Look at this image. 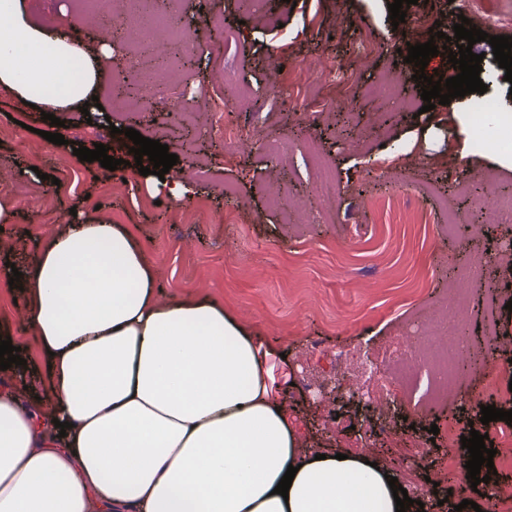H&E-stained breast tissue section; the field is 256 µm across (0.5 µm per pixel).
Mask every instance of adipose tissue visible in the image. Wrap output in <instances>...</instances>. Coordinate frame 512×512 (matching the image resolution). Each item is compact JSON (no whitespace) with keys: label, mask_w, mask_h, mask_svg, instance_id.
Masks as SVG:
<instances>
[{"label":"adipose tissue","mask_w":512,"mask_h":512,"mask_svg":"<svg viewBox=\"0 0 512 512\" xmlns=\"http://www.w3.org/2000/svg\"><path fill=\"white\" fill-rule=\"evenodd\" d=\"M101 70L100 52L0 0V89L67 112L99 95ZM20 284L48 369L39 395L16 365L0 383V512H396L365 454L303 448L279 349L212 296L161 299L125 225L67 219Z\"/></svg>","instance_id":"adipose-tissue-1"}]
</instances>
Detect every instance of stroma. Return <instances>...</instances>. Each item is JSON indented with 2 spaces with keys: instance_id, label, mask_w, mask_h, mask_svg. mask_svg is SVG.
Segmentation results:
<instances>
[{
  "instance_id": "1",
  "label": "stroma",
  "mask_w": 512,
  "mask_h": 512,
  "mask_svg": "<svg viewBox=\"0 0 512 512\" xmlns=\"http://www.w3.org/2000/svg\"><path fill=\"white\" fill-rule=\"evenodd\" d=\"M392 0H264L261 12L278 15L280 28L262 26L260 12L239 11L237 0H199L190 32V60L155 69L161 89L179 101L174 116L148 105L118 114V128H132L166 144L178 157L172 176L197 170L191 192L171 200L168 188L147 191L126 165L116 170L73 155L71 143L90 148L111 140L109 128L78 111L60 113L64 144L43 138L49 121L41 109L0 90V203L13 217L0 230V268L25 270L39 237L60 230L62 213L78 220L101 219L127 225L145 246L163 298L187 292L223 302L267 340L282 348L295 373L313 368L330 374L329 353H377L401 330L416 331L436 300L455 287L456 272L483 256V273L469 281L473 348L485 350L492 369L470 371L461 399L420 415L403 406L380 416L361 403H338L335 424L324 428L320 407L292 386L291 421L307 447L361 452L365 426L376 431L373 455L404 489H412L451 449L444 436L469 435L477 412L472 390L486 404L504 408L512 394V277L503 279L493 262L512 242V223L491 218L485 187L464 181V170L479 167L498 194L512 196V168L500 166L499 148L471 151L459 113L471 96L423 111L416 67L402 54L407 43H424L448 18H512V0H419L407 8L411 41L393 29ZM29 18H55L68 32L73 16L85 19L81 38L92 47L109 43L98 22L96 0H24ZM480 77L502 111L512 110V83L481 41ZM277 63L280 88L267 87V69ZM392 81L394 96L378 98L369 86ZM223 95L231 117L249 130L242 144L228 145L208 132V102ZM302 132H295L296 124ZM197 136L194 151L181 145V132ZM287 145L274 158L267 138ZM415 166H406V159ZM336 177L335 194L316 193L321 169ZM280 188L292 209L270 206L268 187ZM458 227L444 232L448 217ZM494 294H482L486 277ZM494 314L499 344L485 338L487 314ZM322 355L303 360L312 343ZM439 428L438 435L428 426ZM487 484L471 486L462 469L439 488L425 512H487ZM469 507H462V500Z\"/></svg>"
}]
</instances>
